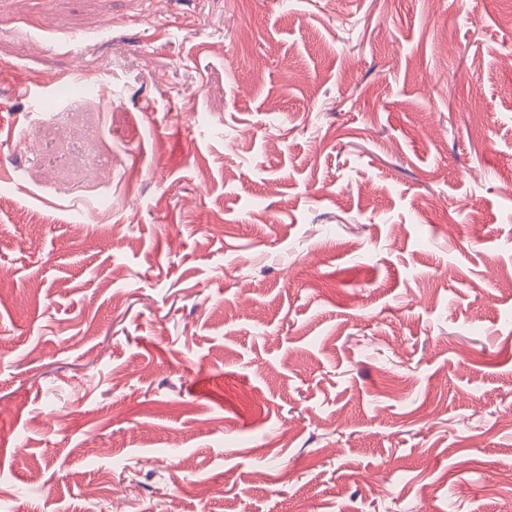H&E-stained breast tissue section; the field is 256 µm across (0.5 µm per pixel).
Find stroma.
I'll list each match as a JSON object with an SVG mask.
<instances>
[{
  "instance_id": "35a3bbf8",
  "label": "stroma",
  "mask_w": 512,
  "mask_h": 512,
  "mask_svg": "<svg viewBox=\"0 0 512 512\" xmlns=\"http://www.w3.org/2000/svg\"><path fill=\"white\" fill-rule=\"evenodd\" d=\"M510 56L512 0H0V512H512Z\"/></svg>"
}]
</instances>
